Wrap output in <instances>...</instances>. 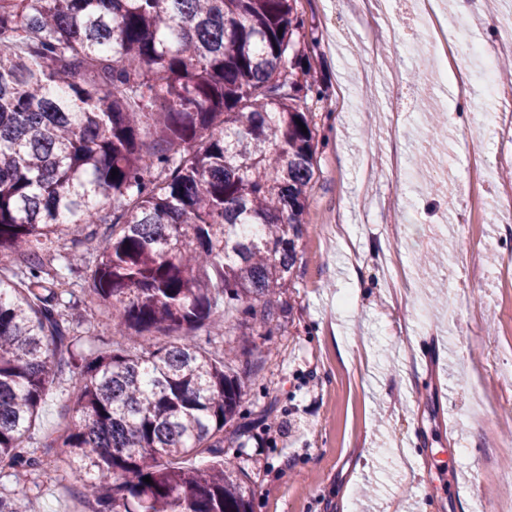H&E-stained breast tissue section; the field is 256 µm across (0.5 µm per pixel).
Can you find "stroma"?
Masks as SVG:
<instances>
[{"instance_id":"1","label":"stroma","mask_w":512,"mask_h":512,"mask_svg":"<svg viewBox=\"0 0 512 512\" xmlns=\"http://www.w3.org/2000/svg\"><path fill=\"white\" fill-rule=\"evenodd\" d=\"M316 44L309 62L321 101L307 231L272 335L239 356L241 412L251 426L224 451L242 471L253 512H475L512 503V481L482 479L512 457V210L490 188L512 180V139L492 121L512 102L482 94L477 60L460 58L470 94L437 87L445 120L429 162L415 101L391 124L392 90L425 85L430 45L397 18L399 42L372 36L386 19L369 0H297ZM499 0L447 6L449 34L498 38ZM442 266L416 258L434 236ZM351 341L339 348L335 334ZM70 372L55 376L34 436L66 414ZM24 488L31 512H91L61 448L40 452ZM466 493L453 497L452 483Z\"/></svg>"}]
</instances>
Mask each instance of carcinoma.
<instances>
[{"label": "carcinoma", "instance_id": "1", "mask_svg": "<svg viewBox=\"0 0 512 512\" xmlns=\"http://www.w3.org/2000/svg\"><path fill=\"white\" fill-rule=\"evenodd\" d=\"M296 2L0 0L1 477L40 469L32 428L67 368L73 414L42 447L68 449L94 512H253L223 460L241 377L199 336L237 314L248 355L287 306L321 98ZM91 250L126 341L86 354L62 306ZM0 512H25L1 485Z\"/></svg>", "mask_w": 512, "mask_h": 512}]
</instances>
